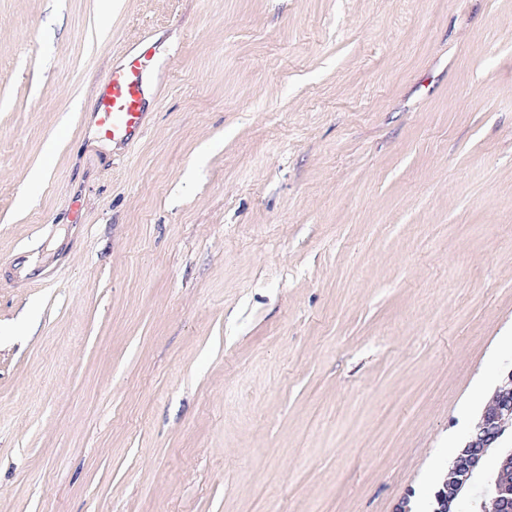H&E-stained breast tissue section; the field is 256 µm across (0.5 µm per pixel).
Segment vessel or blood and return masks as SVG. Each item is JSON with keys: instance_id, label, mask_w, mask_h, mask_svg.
Listing matches in <instances>:
<instances>
[{"instance_id": "1", "label": "vessel or blood", "mask_w": 512, "mask_h": 512, "mask_svg": "<svg viewBox=\"0 0 512 512\" xmlns=\"http://www.w3.org/2000/svg\"><path fill=\"white\" fill-rule=\"evenodd\" d=\"M155 46L141 40L117 58L95 92L91 111L100 137L129 141L145 131L147 110L157 89L150 79Z\"/></svg>"}]
</instances>
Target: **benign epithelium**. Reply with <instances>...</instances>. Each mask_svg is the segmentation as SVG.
<instances>
[{"label": "benign epithelium", "instance_id": "7a95c632", "mask_svg": "<svg viewBox=\"0 0 512 512\" xmlns=\"http://www.w3.org/2000/svg\"><path fill=\"white\" fill-rule=\"evenodd\" d=\"M509 429H512V388L498 389L453 463V478L441 495L443 512H452L456 507L470 476ZM486 496L492 505L491 512H512V449L501 453L495 479ZM486 503H481V509H486Z\"/></svg>", "mask_w": 512, "mask_h": 512}]
</instances>
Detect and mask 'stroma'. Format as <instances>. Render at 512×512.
I'll return each mask as SVG.
<instances>
[{"instance_id": "stroma-1", "label": "stroma", "mask_w": 512, "mask_h": 512, "mask_svg": "<svg viewBox=\"0 0 512 512\" xmlns=\"http://www.w3.org/2000/svg\"><path fill=\"white\" fill-rule=\"evenodd\" d=\"M510 367L512 0H0V512H433ZM155 46L143 39L116 59L95 92L91 111L100 137L129 141L145 131L150 101L157 88L150 79Z\"/></svg>"}]
</instances>
